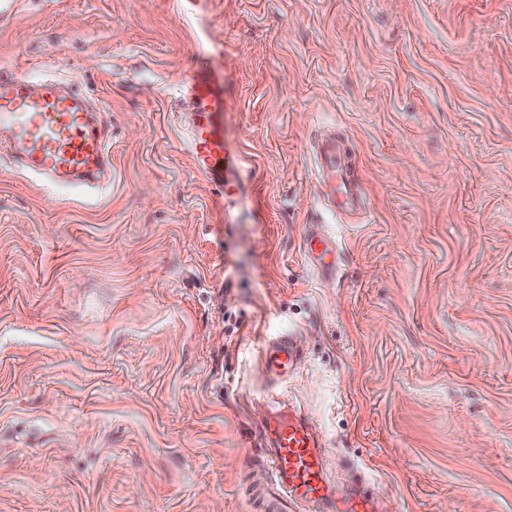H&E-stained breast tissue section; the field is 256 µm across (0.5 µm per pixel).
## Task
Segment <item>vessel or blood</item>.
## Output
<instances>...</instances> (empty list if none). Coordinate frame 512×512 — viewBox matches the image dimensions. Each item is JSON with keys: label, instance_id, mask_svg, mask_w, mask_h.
Masks as SVG:
<instances>
[{"label": "vessel or blood", "instance_id": "vessel-or-blood-1", "mask_svg": "<svg viewBox=\"0 0 512 512\" xmlns=\"http://www.w3.org/2000/svg\"><path fill=\"white\" fill-rule=\"evenodd\" d=\"M190 109L189 154L195 169L214 183L226 199L243 195V174L249 162L230 137L226 116L234 109L222 75L208 70L193 74L187 85ZM0 137L5 138L21 166L49 184L95 185L112 158L104 131L88 110L87 100L52 79L31 84L25 74L0 76ZM321 180L326 196L339 208L360 206L355 186L343 168L341 140L329 136L318 144ZM304 252L314 269L336 270V241L327 233L306 229ZM297 358L291 338L269 344L263 356L268 375L284 378ZM263 479L281 494L270 512L288 506L315 505L323 512H368L369 494L342 506L332 503L323 468L322 443L306 419L276 429L267 450Z\"/></svg>", "mask_w": 512, "mask_h": 512}]
</instances>
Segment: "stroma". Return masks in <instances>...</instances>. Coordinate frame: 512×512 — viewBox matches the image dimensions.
<instances>
[{
    "label": "stroma",
    "mask_w": 512,
    "mask_h": 512,
    "mask_svg": "<svg viewBox=\"0 0 512 512\" xmlns=\"http://www.w3.org/2000/svg\"><path fill=\"white\" fill-rule=\"evenodd\" d=\"M201 68L233 202L179 118ZM16 72L90 98L112 166L47 187L0 149V512H262L246 474L294 411L336 500L512 512V0H11ZM327 130L356 212L319 189ZM190 112L189 154L195 169L214 183L225 201L243 195V173L249 162L240 144L230 137L226 115L234 112L224 75L208 70L193 74L187 85ZM304 252L314 269L322 275L336 270V240L325 232L309 228L303 234ZM296 359L297 351L291 337L282 336L266 348L263 356V368L268 375L273 377H288Z\"/></svg>",
    "instance_id": "obj_1"
}]
</instances>
